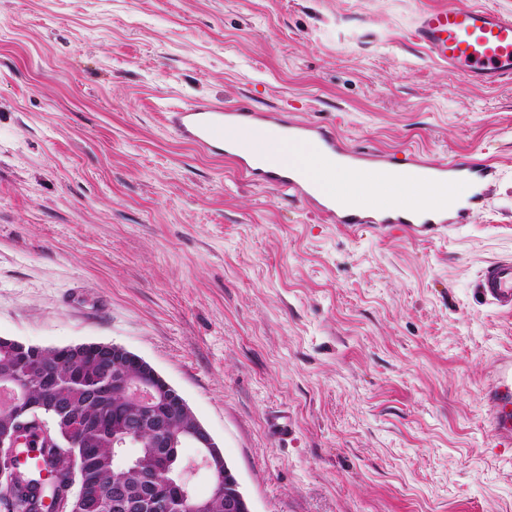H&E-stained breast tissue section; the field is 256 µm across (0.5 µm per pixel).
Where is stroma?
<instances>
[{
	"mask_svg": "<svg viewBox=\"0 0 512 512\" xmlns=\"http://www.w3.org/2000/svg\"><path fill=\"white\" fill-rule=\"evenodd\" d=\"M467 2L0 0V336L145 359L254 512H512L480 399L512 313L472 291L512 257V80L414 35ZM242 98L501 178L445 236L350 233L162 119Z\"/></svg>",
	"mask_w": 512,
	"mask_h": 512,
	"instance_id": "35a3bbf8",
	"label": "stroma"
}]
</instances>
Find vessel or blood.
<instances>
[{"mask_svg":"<svg viewBox=\"0 0 512 512\" xmlns=\"http://www.w3.org/2000/svg\"><path fill=\"white\" fill-rule=\"evenodd\" d=\"M420 43L438 61L460 71L470 82L490 85L512 79V16L495 10L465 5L422 12L417 21ZM164 120L184 141L214 158H224V132L259 129L276 130L275 138L264 140L265 168L256 167L249 151L234 154L238 171L251 181L287 192L306 201L330 223L358 232L368 228L402 230L415 239H431L456 224L469 223L473 211L494 190L499 170L494 163L468 155H455L433 165L430 174L419 177L435 193L428 211L394 205L390 196L396 179L379 149H354L326 126L304 122L285 112H257L244 101L230 107L198 101L171 107ZM314 140L325 159L340 158L363 166L368 184L381 192L353 207H343L344 189L319 195L299 171L280 160L290 142ZM473 291L485 303L512 312V258L489 262L480 271ZM488 432L504 447H512V355L497 359L483 391Z\"/></svg>","mask_w":512,"mask_h":512,"instance_id":"obj_1","label":"vessel or blood"}]
</instances>
